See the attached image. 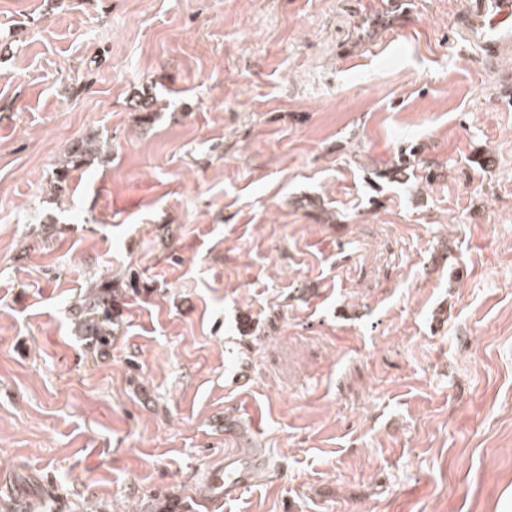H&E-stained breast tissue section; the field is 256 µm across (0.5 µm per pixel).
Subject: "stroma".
Segmentation results:
<instances>
[{
	"label": "stroma",
	"mask_w": 512,
	"mask_h": 512,
	"mask_svg": "<svg viewBox=\"0 0 512 512\" xmlns=\"http://www.w3.org/2000/svg\"><path fill=\"white\" fill-rule=\"evenodd\" d=\"M460 8L0 0V512H512V55ZM103 146L99 140L89 137L71 144L56 168L53 186L58 192H65L67 182L73 172L81 169L87 156L101 153ZM113 290L101 283L88 288L83 299L74 310L75 324L81 331L88 332L91 328L94 336L107 341L112 336L116 311L113 309ZM262 466L260 458L247 460L235 453L225 454L207 475L210 498L227 499L238 496L256 482L255 474Z\"/></svg>",
	"instance_id": "1"
}]
</instances>
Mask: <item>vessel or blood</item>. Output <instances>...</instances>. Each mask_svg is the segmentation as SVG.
Returning <instances> with one entry per match:
<instances>
[{
	"label": "vessel or blood",
	"instance_id": "vessel-or-blood-1",
	"mask_svg": "<svg viewBox=\"0 0 512 512\" xmlns=\"http://www.w3.org/2000/svg\"><path fill=\"white\" fill-rule=\"evenodd\" d=\"M464 39L478 49L486 64L512 52V0H468L458 18ZM261 459H245L231 453L207 475L209 495L214 499L233 498L250 488Z\"/></svg>",
	"mask_w": 512,
	"mask_h": 512
}]
</instances>
